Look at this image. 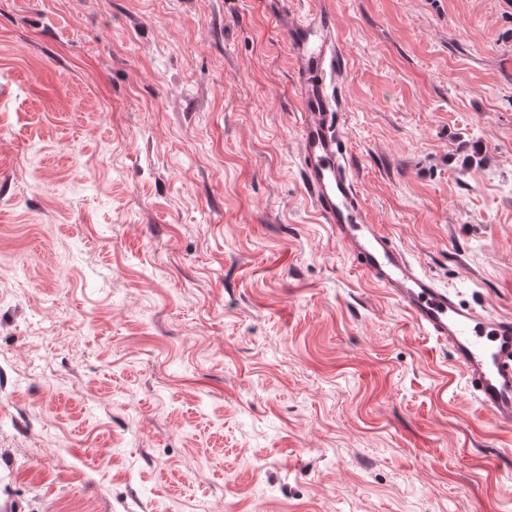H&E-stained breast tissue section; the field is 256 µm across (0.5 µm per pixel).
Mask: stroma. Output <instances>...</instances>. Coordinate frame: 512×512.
<instances>
[{
    "label": "stroma",
    "mask_w": 512,
    "mask_h": 512,
    "mask_svg": "<svg viewBox=\"0 0 512 512\" xmlns=\"http://www.w3.org/2000/svg\"><path fill=\"white\" fill-rule=\"evenodd\" d=\"M336 15L365 209L512 313V0ZM272 0H0V512H512V433L307 200Z\"/></svg>",
    "instance_id": "35a3bbf8"
}]
</instances>
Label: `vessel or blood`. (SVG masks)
Here are the masks:
<instances>
[{
    "label": "vessel or blood",
    "instance_id": "b4317fda",
    "mask_svg": "<svg viewBox=\"0 0 512 512\" xmlns=\"http://www.w3.org/2000/svg\"><path fill=\"white\" fill-rule=\"evenodd\" d=\"M297 58L299 161L305 192L358 268L385 288L428 335L448 343L455 365L496 425L512 429V314L489 315L458 301L372 224L350 172L334 93L344 68L333 15L309 11L286 27Z\"/></svg>",
    "mask_w": 512,
    "mask_h": 512
}]
</instances>
